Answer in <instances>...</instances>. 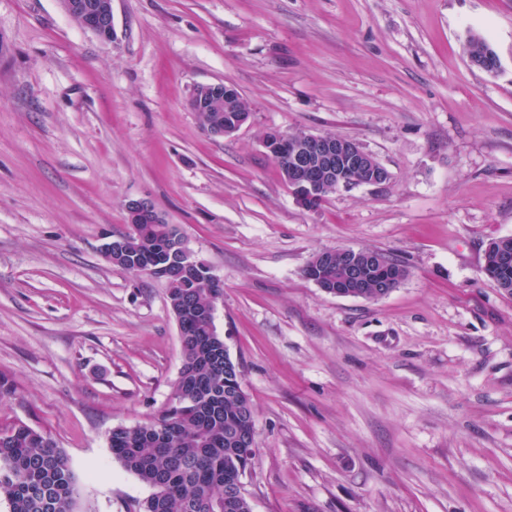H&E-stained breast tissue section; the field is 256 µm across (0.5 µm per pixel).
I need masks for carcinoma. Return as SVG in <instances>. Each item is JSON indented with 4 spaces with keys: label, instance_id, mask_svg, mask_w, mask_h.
<instances>
[{
    "label": "carcinoma",
    "instance_id": "cac0c4a2",
    "mask_svg": "<svg viewBox=\"0 0 512 512\" xmlns=\"http://www.w3.org/2000/svg\"><path fill=\"white\" fill-rule=\"evenodd\" d=\"M292 136L276 163L285 175L294 166ZM178 233L171 224H136L121 236L127 249L112 248L105 257L124 270L146 267L161 252L160 242ZM363 292L374 297L397 287L408 271L379 251L366 250ZM304 275L323 286L336 279V269L316 254ZM484 273L506 296H512V237L491 241ZM172 274L178 281L168 296L181 338L182 365L169 402L159 420L147 426L118 427L109 435L113 457L151 488L144 512H252L246 496L235 492L240 471L257 456L254 410L243 389L239 364L224 353V340L214 322L198 311L211 296L223 292L207 283L210 267L199 262L194 273ZM77 494L72 468L56 441L23 423L0 431V499L10 512H72Z\"/></svg>",
    "mask_w": 512,
    "mask_h": 512
}]
</instances>
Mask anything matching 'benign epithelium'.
Listing matches in <instances>:
<instances>
[{
    "label": "benign epithelium",
    "instance_id": "7a95c632",
    "mask_svg": "<svg viewBox=\"0 0 512 512\" xmlns=\"http://www.w3.org/2000/svg\"><path fill=\"white\" fill-rule=\"evenodd\" d=\"M64 12L80 27L94 33L102 42L112 41V0H60ZM221 83L200 84L189 93V105L195 112L200 125L210 135L222 136L224 130H211L213 122L211 113L219 106L227 112V131L237 132L249 118V109L245 106L243 95L236 88L224 86V94H219ZM289 136L280 131H270L263 139V145L272 156L280 153L282 146L288 144ZM299 156L292 169L293 180L299 188L313 193L339 191L350 185L342 178V172L350 169L372 176L368 181L371 186L385 183L378 176L379 161L359 143L335 138L327 134L304 133L298 143ZM126 219L129 224H164L165 218L148 201L131 199L124 204ZM169 262L185 269L195 263V256L187 248L183 236H178L168 250ZM326 262L332 260L347 271V276L336 281V295L344 294V289L363 287L362 264L353 255V249L341 248L322 251Z\"/></svg>",
    "mask_w": 512,
    "mask_h": 512
}]
</instances>
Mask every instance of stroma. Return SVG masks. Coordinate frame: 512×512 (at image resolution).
Returning a JSON list of instances; mask_svg holds the SVG:
<instances>
[{
  "instance_id": "stroma-1",
  "label": "stroma",
  "mask_w": 512,
  "mask_h": 512,
  "mask_svg": "<svg viewBox=\"0 0 512 512\" xmlns=\"http://www.w3.org/2000/svg\"><path fill=\"white\" fill-rule=\"evenodd\" d=\"M217 82L251 112L231 136L188 106ZM272 129L356 140L390 179L306 209ZM131 199L223 287L252 512H512V297L483 272L512 236V0H112L108 44L59 0H0V428L52 435L73 512L148 497L108 437L154 421L181 367L165 281L104 256ZM343 247L408 275L328 294L303 269Z\"/></svg>"
}]
</instances>
